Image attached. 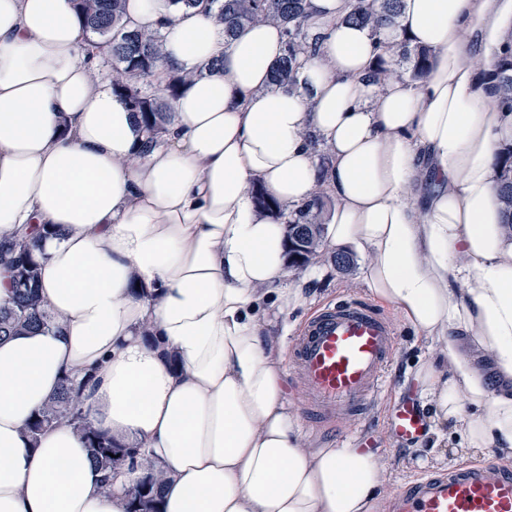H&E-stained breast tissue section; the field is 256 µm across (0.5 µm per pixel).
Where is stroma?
Returning a JSON list of instances; mask_svg holds the SVG:
<instances>
[{"label": "stroma", "instance_id": "obj_1", "mask_svg": "<svg viewBox=\"0 0 512 512\" xmlns=\"http://www.w3.org/2000/svg\"><path fill=\"white\" fill-rule=\"evenodd\" d=\"M355 268L343 273L336 269L327 252H320L313 264L322 268L324 274L316 280L312 290L313 301L310 304L283 313L279 320L291 330H299L303 322L318 308L342 298H369L370 292L360 281L362 256H355ZM398 346L393 365L380 397L374 402L366 417L351 420L340 418L318 426L312 423L309 415L303 412L302 396L294 382H287L288 396L298 409L300 424L307 436L310 447L352 443L354 446H368L384 466V484L387 491L381 492V500H389L390 492L401 484L410 482L419 476L447 469L457 452V439H449L444 448H418L411 444H401L394 436L389 424L388 414L405 392H413L426 417H433L434 404L423 394L422 384L417 377L419 367L425 362L426 345L418 333L405 324H397Z\"/></svg>", "mask_w": 512, "mask_h": 512}]
</instances>
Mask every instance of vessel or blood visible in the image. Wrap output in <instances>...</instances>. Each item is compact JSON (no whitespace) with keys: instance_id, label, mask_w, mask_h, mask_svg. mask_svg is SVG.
Listing matches in <instances>:
<instances>
[{"instance_id":"b4317fda","label":"vessel or blood","mask_w":512,"mask_h":512,"mask_svg":"<svg viewBox=\"0 0 512 512\" xmlns=\"http://www.w3.org/2000/svg\"><path fill=\"white\" fill-rule=\"evenodd\" d=\"M397 346L393 324L372 304L344 299L309 318L291 345V370L306 411L355 417L381 392ZM427 428L413 399L392 409L391 429L409 442ZM388 512H512V463L497 462L429 473L401 486Z\"/></svg>"}]
</instances>
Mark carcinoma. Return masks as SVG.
Here are the masks:
<instances>
[{
	"mask_svg": "<svg viewBox=\"0 0 512 512\" xmlns=\"http://www.w3.org/2000/svg\"><path fill=\"white\" fill-rule=\"evenodd\" d=\"M83 30L89 39L108 48L112 58V90L125 98L134 114L158 135L168 123L172 112L171 99L178 88L195 77L218 69L216 61L195 73L175 75L164 92L147 91L149 76L163 58V39L158 30L143 26L129 30L123 24L125 0H74ZM211 20L224 30L226 40L248 26L265 23L281 25L285 54L273 70L271 85L289 88L296 82L298 58L307 52L309 35L305 26L306 0H210ZM400 0H380L374 10L365 0H355L347 20L376 33L396 25ZM390 61L381 62L374 74L382 85L391 79L415 80L425 70L429 52L407 43L388 47ZM497 88V105L512 114V25L503 34L498 57L491 64ZM496 192L503 223L512 229V141L502 142L496 150ZM328 197L320 188L313 199L288 212L287 233L299 230L310 236L308 256L299 261L300 252L288 250V269L297 270L317 256L321 246L325 208ZM39 250L38 238H13L0 245V264L12 270L11 302L0 308V340L30 330H51L60 327L59 319L43 304L39 293V264L34 259ZM82 382L66 378L59 391L34 413L25 430L32 439L45 430L68 426L85 442L90 458L104 473L133 461L141 454L135 441L117 442L105 433L83 409ZM166 473L153 462L144 464V476L128 493L127 512H161L158 505Z\"/></svg>",
	"mask_w": 512,
	"mask_h": 512,
	"instance_id": "carcinoma-1",
	"label": "carcinoma"
}]
</instances>
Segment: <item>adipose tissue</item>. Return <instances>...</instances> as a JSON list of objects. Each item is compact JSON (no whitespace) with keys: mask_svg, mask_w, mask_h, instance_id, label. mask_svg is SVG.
<instances>
[{"mask_svg":"<svg viewBox=\"0 0 512 512\" xmlns=\"http://www.w3.org/2000/svg\"><path fill=\"white\" fill-rule=\"evenodd\" d=\"M352 3L308 0L288 90L269 86L278 25L228 44L204 11L127 0L130 26L164 37L156 89L221 63L181 89L153 141L101 50L85 52L73 0H0V236L59 227L36 259L62 325L0 343V512H126L140 465L107 477L70 427L24 432L67 377L86 380L104 431L166 471L161 512H376L372 454L303 445L277 315L318 272L283 285L285 227L255 183L288 208L325 189L324 248L365 255L370 294L432 344L420 377L438 425L463 459L512 455V234L494 166L512 115L488 67L512 0H402L376 35L345 23ZM404 39L429 50L425 74L376 86L377 59Z\"/></svg>","mask_w":512,"mask_h":512,"instance_id":"obj_1","label":"adipose tissue"}]
</instances>
